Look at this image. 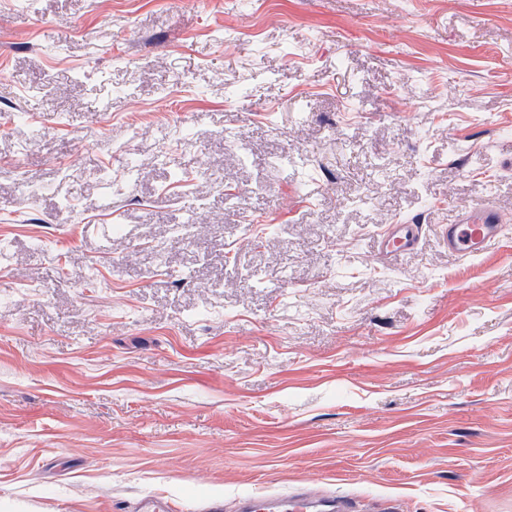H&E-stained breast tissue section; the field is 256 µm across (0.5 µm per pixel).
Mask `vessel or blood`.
Segmentation results:
<instances>
[{
	"label": "vessel or blood",
	"instance_id": "obj_1",
	"mask_svg": "<svg viewBox=\"0 0 512 512\" xmlns=\"http://www.w3.org/2000/svg\"><path fill=\"white\" fill-rule=\"evenodd\" d=\"M501 216L492 203L467 214L455 216L448 224V249L463 256L484 254L500 235ZM421 228L403 221L388 225L379 240L383 253L414 249L420 240ZM237 512H360L355 502L343 495L316 496L309 492L245 495L237 504Z\"/></svg>",
	"mask_w": 512,
	"mask_h": 512
}]
</instances>
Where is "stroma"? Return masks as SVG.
<instances>
[{
  "instance_id": "35a3bbf8",
  "label": "stroma",
  "mask_w": 512,
  "mask_h": 512,
  "mask_svg": "<svg viewBox=\"0 0 512 512\" xmlns=\"http://www.w3.org/2000/svg\"><path fill=\"white\" fill-rule=\"evenodd\" d=\"M488 199L512 0H0V512H512V235L444 232ZM501 216L491 202L448 223V251L463 257L484 254L500 235ZM425 220L427 213L426 210H422L413 216L414 224L397 221L388 225L379 240L380 250L385 254H392L414 249L419 243L422 227L416 224H424ZM320 503L319 507L314 506ZM238 512H360L356 503L343 495L316 496L309 492L245 495L238 500Z\"/></svg>"
}]
</instances>
